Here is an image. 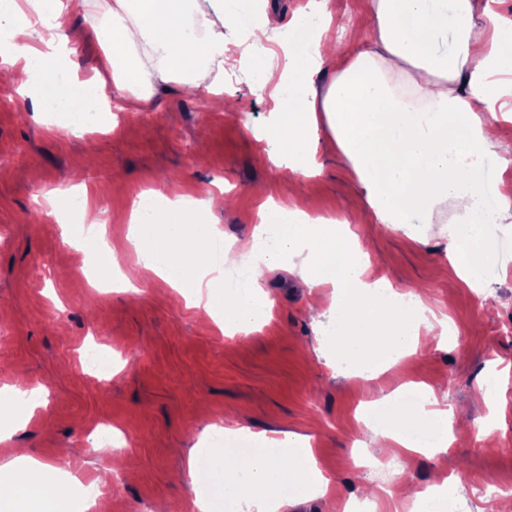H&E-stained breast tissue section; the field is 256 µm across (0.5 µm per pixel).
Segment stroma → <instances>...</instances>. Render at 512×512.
<instances>
[{"label":"stroma","instance_id":"35a3bbf8","mask_svg":"<svg viewBox=\"0 0 512 512\" xmlns=\"http://www.w3.org/2000/svg\"><path fill=\"white\" fill-rule=\"evenodd\" d=\"M224 84L232 109L207 111L202 97L160 83L154 110L118 113V127L108 132L65 137L43 114L20 109L16 86H0V321L10 327L0 345V387L41 385L49 396L46 407L0 442V468L17 472L15 451L23 448L43 463L97 478L89 435L108 422L128 442L105 495L108 512H196L180 478L191 453L202 447L207 427L244 425L270 436L310 437L333 483L325 497L306 501L307 512H350L368 486L377 490L373 512H417L419 488L443 479L450 460L463 486L449 499V512H495L489 492L498 478L512 477V382L497 393L494 421L473 411L447 458L399 459L384 475L359 473L349 460L371 444L360 419L364 402L399 383L423 381L442 407H470L495 361L512 362V305L500 303L512 296V232L499 234L507 272L481 299L443 256L442 225H430L425 246L379 224L360 227L373 241L375 271L394 288L429 294L456 334L441 349L423 337V355L374 386L326 365L321 351L333 339L313 323L311 293L292 273V260L263 271L274 305L244 339L218 335L203 307L163 281L137 294L103 293L83 282L73 227L60 223L44 200L48 190L72 184L78 156L91 160L86 184L99 188L103 228L114 239L125 234L119 219L146 185L171 200L189 196L198 206L224 187L234 204L214 211L213 223L228 245L251 238L261 204L253 190L261 186L274 200L303 195L314 200L318 216L348 218L355 183L343 161L319 154L317 175L289 180L269 164L259 139L274 100L254 91L241 64L226 68ZM102 341L119 366L115 373L84 366V350Z\"/></svg>","mask_w":512,"mask_h":512}]
</instances>
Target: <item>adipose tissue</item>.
I'll return each instance as SVG.
<instances>
[{
  "instance_id": "obj_1",
  "label": "adipose tissue",
  "mask_w": 512,
  "mask_h": 512,
  "mask_svg": "<svg viewBox=\"0 0 512 512\" xmlns=\"http://www.w3.org/2000/svg\"><path fill=\"white\" fill-rule=\"evenodd\" d=\"M191 0H82L89 28L72 23L70 0H0V27L17 24L20 41L0 50V79L17 84L33 111L55 114L66 136L87 127V113L114 90L122 111L154 110L156 83L205 91L224 102L218 69L228 34L254 28L287 33L286 67L256 53L247 60L256 92L287 101L264 137L274 167L300 177L317 169L319 151L342 158L358 192L353 211L363 221L428 242L426 224L454 205L444 254L456 277L484 296L501 269L492 226L512 224V18L496 0H370L371 25H345L333 35L330 0H309L283 17L269 0H218L189 17ZM104 48L93 74L75 77L73 60L87 37ZM262 221L240 251L261 252L275 268L284 251L305 248L301 270L310 287L332 291L336 364L344 373L377 379L420 351L433 308L422 294L396 292L377 276L370 242L352 229L313 214L310 201L264 202ZM206 212L175 205L145 211L134 203L125 241L138 247L139 227H156L152 253H138L134 278L161 279L189 299L208 286L206 309L219 333L248 336L273 305L254 275L225 290L202 283V241L212 237ZM47 391L0 390V414L26 424ZM367 425L392 455H447L455 441L453 414L426 383H406L371 403ZM36 475L28 488L0 479V499L52 508L56 467L25 457ZM188 474L198 512H243L253 499L285 501L325 496L330 480L318 468L309 437L283 440L250 428L224 431L223 444L190 457Z\"/></svg>"
}]
</instances>
